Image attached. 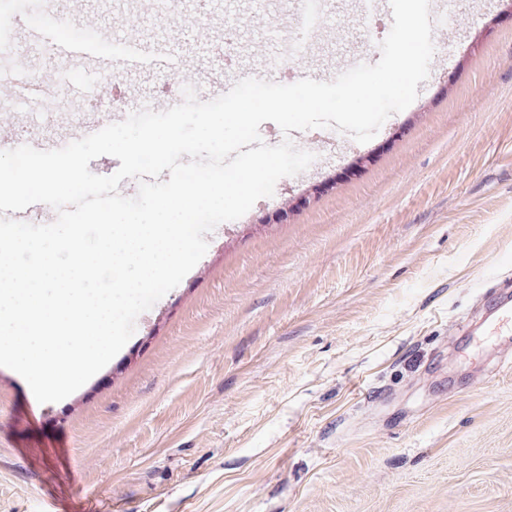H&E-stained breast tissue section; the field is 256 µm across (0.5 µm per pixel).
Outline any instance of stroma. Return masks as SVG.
<instances>
[{
  "label": "stroma",
  "instance_id": "35a3bbf8",
  "mask_svg": "<svg viewBox=\"0 0 512 512\" xmlns=\"http://www.w3.org/2000/svg\"><path fill=\"white\" fill-rule=\"evenodd\" d=\"M241 52L210 61L225 82L259 76L283 47L295 0H231ZM99 32V57L61 67L25 31L0 72L39 73L53 113L24 101L0 128L22 143L73 141L85 87L159 110L196 82L195 40L222 20L186 0L175 69L125 68L137 37L127 0H67ZM454 57L432 61L416 100L368 143L292 131L316 159L238 221L207 234L182 282L136 320L122 350L79 390L39 403L0 367V512H512V335L459 332L491 280L512 276V14L466 0ZM342 0L339 34L274 74L334 80L346 56L378 60ZM365 157L362 170L335 182ZM309 203L274 217L290 195Z\"/></svg>",
  "mask_w": 512,
  "mask_h": 512
}]
</instances>
